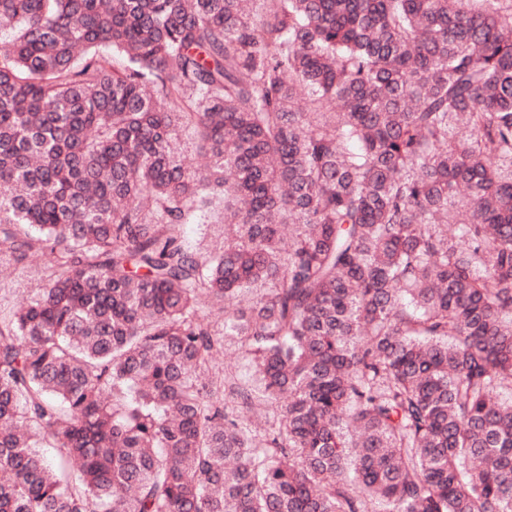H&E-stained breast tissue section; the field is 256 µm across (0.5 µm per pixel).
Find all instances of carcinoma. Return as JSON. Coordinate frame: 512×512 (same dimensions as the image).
<instances>
[{"label": "carcinoma", "instance_id": "carcinoma-1", "mask_svg": "<svg viewBox=\"0 0 512 512\" xmlns=\"http://www.w3.org/2000/svg\"><path fill=\"white\" fill-rule=\"evenodd\" d=\"M36 251L0 512H512V0H0ZM200 228L206 229L204 239L201 238ZM183 236L191 249L205 252L212 241L224 239V224H214L213 219L198 214L188 224H184ZM218 365L236 370L238 375L242 378H248L253 372L250 358L247 356L240 343L234 341L226 342L224 355L218 361Z\"/></svg>", "mask_w": 512, "mask_h": 512}]
</instances>
